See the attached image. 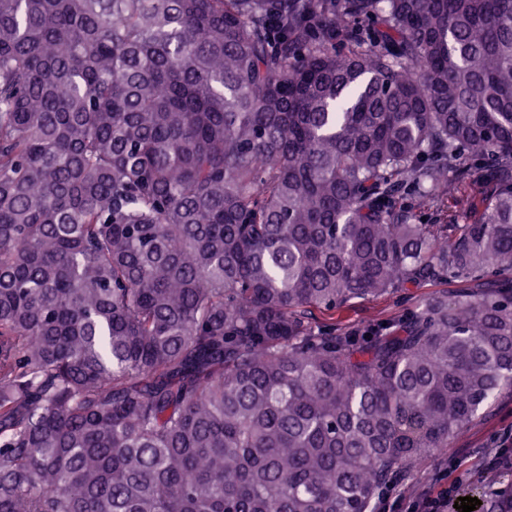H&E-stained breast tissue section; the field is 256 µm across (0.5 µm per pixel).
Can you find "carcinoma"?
Returning a JSON list of instances; mask_svg holds the SVG:
<instances>
[{
    "mask_svg": "<svg viewBox=\"0 0 512 512\" xmlns=\"http://www.w3.org/2000/svg\"><path fill=\"white\" fill-rule=\"evenodd\" d=\"M508 386L512 0H0V512H369ZM482 190L475 184L467 183L459 192L448 196V215L457 214V211L466 210L469 218H472L482 209ZM465 288L467 284L457 282L427 285L413 290V294L407 298L395 294L377 300L354 301L348 307L336 309L331 316L319 317L321 321H336V330L363 334L373 319L397 322L405 313L415 310L424 296L443 290H448L449 294ZM329 317L334 319L330 320Z\"/></svg>",
    "mask_w": 512,
    "mask_h": 512,
    "instance_id": "obj_1",
    "label": "carcinoma"
}]
</instances>
